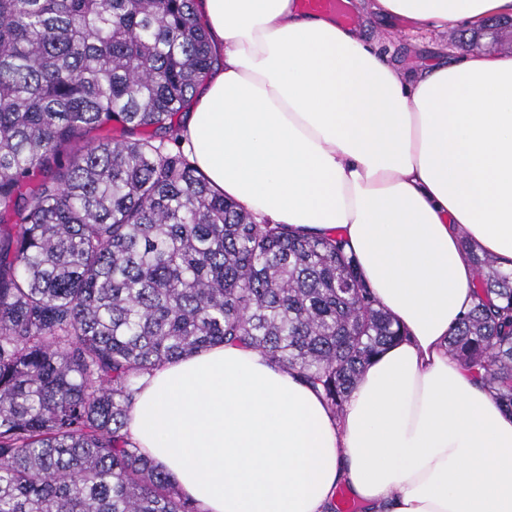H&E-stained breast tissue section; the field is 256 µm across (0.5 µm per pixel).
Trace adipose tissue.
<instances>
[{
  "label": "adipose tissue",
  "instance_id": "1",
  "mask_svg": "<svg viewBox=\"0 0 512 512\" xmlns=\"http://www.w3.org/2000/svg\"><path fill=\"white\" fill-rule=\"evenodd\" d=\"M479 30L512 0H368ZM219 59L181 146L257 221L339 231L406 333L334 415L259 352L216 345L139 382L131 439L202 512H512V414L448 353L473 255L512 270V54L412 69L298 0H195Z\"/></svg>",
  "mask_w": 512,
  "mask_h": 512
}]
</instances>
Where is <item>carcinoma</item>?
Segmentation results:
<instances>
[{"label": "carcinoma", "mask_w": 512, "mask_h": 512, "mask_svg": "<svg viewBox=\"0 0 512 512\" xmlns=\"http://www.w3.org/2000/svg\"><path fill=\"white\" fill-rule=\"evenodd\" d=\"M194 0H0V512H200L126 426L216 344L340 414L403 340L341 235L259 224L181 148L217 63ZM448 353L512 413V272L475 257Z\"/></svg>", "instance_id": "1"}]
</instances>
